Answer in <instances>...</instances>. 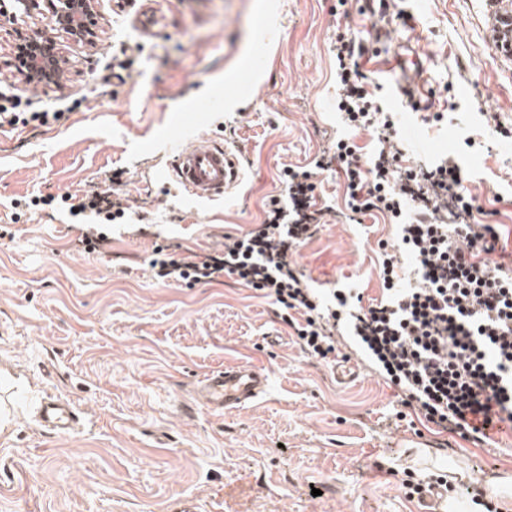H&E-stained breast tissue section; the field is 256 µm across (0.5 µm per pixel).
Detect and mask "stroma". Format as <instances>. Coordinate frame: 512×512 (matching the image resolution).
Wrapping results in <instances>:
<instances>
[{
  "instance_id": "obj_1",
  "label": "stroma",
  "mask_w": 512,
  "mask_h": 512,
  "mask_svg": "<svg viewBox=\"0 0 512 512\" xmlns=\"http://www.w3.org/2000/svg\"><path fill=\"white\" fill-rule=\"evenodd\" d=\"M100 0L94 44L68 48L61 87L33 90L8 67L0 38V89L37 105L81 100L51 129L0 131V512H418L405 484L408 446L449 476L477 478L476 494L452 501L512 512V428L476 446L443 438L401 409L388 381L357 367L341 382L306 358L278 309L224 276L192 288L151 277L155 247L177 256L210 253L225 236L262 223L283 192L280 174L308 165L342 138L364 151L369 132L344 126L335 110L337 27L366 34L372 7L353 0ZM151 7L165 19L156 36L140 27ZM389 37L361 60L381 107L396 113L404 165L447 153L462 185L500 236L491 261L512 266V51L496 26L512 0H389ZM142 49L133 77L98 79L113 51ZM416 73L392 63L403 46ZM418 82L432 100L415 112L403 89ZM151 98H144V88ZM209 136L240 152V183L214 200L188 195L168 169L172 151ZM121 172L126 223L109 242L79 249L68 210L15 217L31 195L83 196ZM327 214L294 256L309 283L380 299L379 242L397 229L372 212L346 219L334 172L319 175ZM253 363L269 388L233 410L200 405L210 371ZM79 415L67 435L47 430L46 397Z\"/></svg>"
}]
</instances>
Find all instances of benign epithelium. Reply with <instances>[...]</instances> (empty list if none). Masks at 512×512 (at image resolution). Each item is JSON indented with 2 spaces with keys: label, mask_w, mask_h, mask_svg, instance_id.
<instances>
[{
  "label": "benign epithelium",
  "mask_w": 512,
  "mask_h": 512,
  "mask_svg": "<svg viewBox=\"0 0 512 512\" xmlns=\"http://www.w3.org/2000/svg\"><path fill=\"white\" fill-rule=\"evenodd\" d=\"M98 0H0V30L13 44L12 64L28 75L45 74L52 54L62 53L58 37L74 45L95 39L93 17ZM47 13L51 29L34 32L22 25L24 19Z\"/></svg>",
  "instance_id": "obj_1"
}]
</instances>
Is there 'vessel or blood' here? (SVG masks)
Listing matches in <instances>:
<instances>
[{"label": "vessel or blood", "mask_w": 512, "mask_h": 512, "mask_svg": "<svg viewBox=\"0 0 512 512\" xmlns=\"http://www.w3.org/2000/svg\"><path fill=\"white\" fill-rule=\"evenodd\" d=\"M171 169L176 180L192 195L212 199L223 196L237 183L240 161L231 149L201 137L174 156ZM267 386L268 377L260 368L235 364L204 377L196 396L206 408L221 411L254 401ZM39 417L44 427L58 434L70 433L79 419L72 406L53 399L42 402Z\"/></svg>", "instance_id": "1"}]
</instances>
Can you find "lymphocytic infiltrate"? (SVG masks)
<instances>
[{"instance_id":"lymphocytic-infiltrate-1","label":"lymphocytic infiltrate","mask_w":512,"mask_h":512,"mask_svg":"<svg viewBox=\"0 0 512 512\" xmlns=\"http://www.w3.org/2000/svg\"><path fill=\"white\" fill-rule=\"evenodd\" d=\"M336 102L345 125L373 133L379 147L359 156L338 141L333 154L313 168H287L285 199L272 200L262 224L243 236H228L222 248L178 257L156 248L149 266L167 286L191 288L229 275L288 314L302 352L332 367L340 340H349L399 391L402 406L416 410L439 431L485 444L489 429L512 424V276L489 261L499 234L476 219L473 199L462 189L456 154L433 166L401 167L404 144L391 116L369 90L360 64L363 38L337 31ZM64 117L33 108L29 97L0 93V129L48 128ZM341 174L352 215L376 210L398 226V242L384 249L380 274L387 296L362 306L342 292L322 302L304 281L292 255L313 236L323 216L312 201L319 173ZM72 216L94 214L99 223L122 219L128 206L108 187L79 203L61 195ZM53 197L14 200V208L52 205ZM410 260L411 279L398 271Z\"/></svg>"}]
</instances>
